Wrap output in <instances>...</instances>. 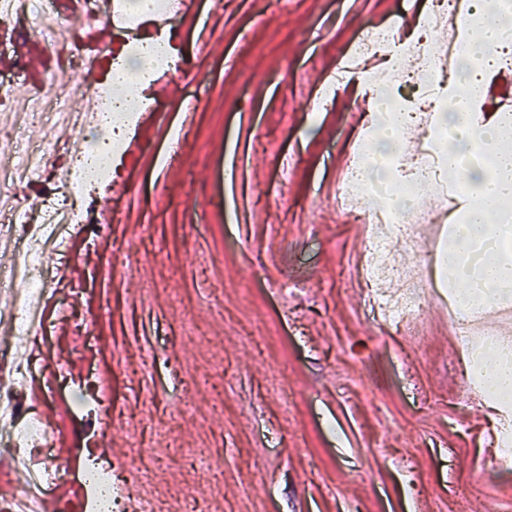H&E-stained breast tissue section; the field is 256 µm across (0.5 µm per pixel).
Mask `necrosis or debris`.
<instances>
[{"label": "necrosis or debris", "mask_w": 512, "mask_h": 512, "mask_svg": "<svg viewBox=\"0 0 512 512\" xmlns=\"http://www.w3.org/2000/svg\"><path fill=\"white\" fill-rule=\"evenodd\" d=\"M155 4L154 35L146 41L139 34L140 16L133 0H115L112 41L106 49L91 53L83 31L57 12L55 0H0V13L25 17L21 37L40 42L60 67L80 74L85 85L81 111H70L55 95H43L19 109L13 121L17 133H24L36 117L44 115L57 125L103 133L93 145L79 146L56 136L26 143L17 154L0 160L1 224L26 222L15 193L18 186L30 179L45 186L41 219L10 253L6 274L0 279V285L10 291L6 320L13 334L12 340L0 342V361L10 366L13 380L10 387L0 388V454L24 477L9 498L0 499V512H43L49 499L54 500L56 512H113L122 499L105 449L107 432L116 421L110 385L97 380L96 370L88 371L80 409L68 424L71 445L60 448L41 411L24 397L36 376L26 345L47 332L42 307L61 288L53 265L72 261V237L93 242L111 232V225L99 220L100 191L112 181L113 162L127 157L130 131L141 112L153 107L149 99L131 93L118 96L114 76L134 56L149 61L140 72L145 83L156 73H174L183 66L182 58L171 50L177 38L173 4L171 0H155ZM462 9V0H432L422 16L429 38L402 44L393 29L377 27L367 31L353 51L361 60L374 51L389 54L384 71L372 78L384 96L367 121L364 139L378 138L391 122L398 147L381 158L376 170H369L361 160L350 165L336 197L342 211L367 226L359 274L368 287L373 320L386 327L419 317L428 296L417 268L396 260L391 250L411 246L424 233L437 238L443 231L435 210L423 206L422 192L427 187H448V165L435 150L433 138L426 135L427 130L441 128L448 93L423 73L457 72L464 67L465 37H448L437 30L438 20L458 17ZM61 153L70 164L63 182L56 181L51 171L54 157ZM391 282L401 283V290L388 291ZM447 309L448 324L473 367L466 383L481 384L483 350L502 342L503 336L498 328L477 327V314L462 298L449 296ZM63 484L69 486V493L57 495Z\"/></svg>", "instance_id": "1"}]
</instances>
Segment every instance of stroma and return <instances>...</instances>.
I'll return each mask as SVG.
<instances>
[{"label": "stroma", "instance_id": "stroma-1", "mask_svg": "<svg viewBox=\"0 0 512 512\" xmlns=\"http://www.w3.org/2000/svg\"><path fill=\"white\" fill-rule=\"evenodd\" d=\"M411 0H200L180 41L191 72L164 75L153 128L134 132L101 191L119 212L105 241L75 239L78 279L112 406V456L142 454L140 501L181 512H512V471L494 469L496 405L461 398L469 362L442 306L382 329L357 278L366 227L336 206L352 163L367 75L336 82L371 28L418 29ZM80 78L51 66L0 99V146L43 141L9 119ZM337 101L312 106L326 87ZM184 154L173 166V151ZM122 266L99 270L113 253ZM196 382L190 405L184 385ZM217 452L224 476L168 462L173 446Z\"/></svg>", "mask_w": 512, "mask_h": 512}]
</instances>
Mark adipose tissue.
Masks as SVG:
<instances>
[{
  "label": "adipose tissue",
  "mask_w": 512,
  "mask_h": 512,
  "mask_svg": "<svg viewBox=\"0 0 512 512\" xmlns=\"http://www.w3.org/2000/svg\"><path fill=\"white\" fill-rule=\"evenodd\" d=\"M504 0H480L471 12L460 15V27H479L481 38L471 44V65L465 81L472 93L448 103V137L439 140L449 167L459 172L472 203L463 213L458 237L448 246L449 267L466 272L462 294L470 305L492 308L512 295V150L494 154V165L484 170L464 165V158L489 152L482 127L470 119L474 91L483 86L486 70L496 67L501 51L512 45V31L502 22Z\"/></svg>",
  "instance_id": "obj_1"
}]
</instances>
